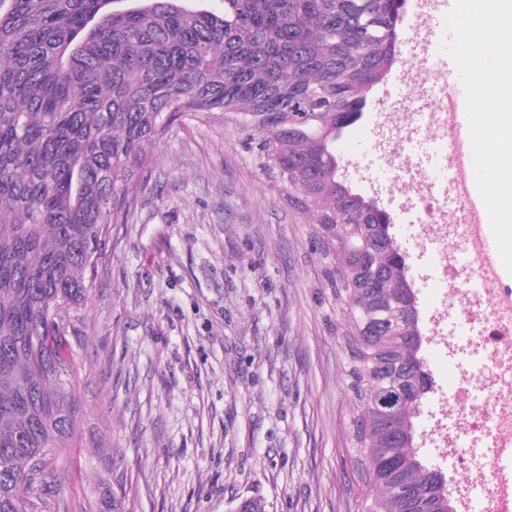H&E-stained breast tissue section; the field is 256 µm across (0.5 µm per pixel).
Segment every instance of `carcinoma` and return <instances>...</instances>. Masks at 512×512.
Wrapping results in <instances>:
<instances>
[{"instance_id":"1","label":"carcinoma","mask_w":512,"mask_h":512,"mask_svg":"<svg viewBox=\"0 0 512 512\" xmlns=\"http://www.w3.org/2000/svg\"><path fill=\"white\" fill-rule=\"evenodd\" d=\"M0 0V512L41 491L82 412L84 312L110 226L136 211L148 147L174 125L233 126L315 224L341 312L353 451L370 493L355 512H458L417 450L433 381L392 220L336 174V141L401 60L405 0ZM392 395L391 417L379 401ZM43 456L49 479L21 480ZM92 512H133L127 475L98 474ZM232 512H266L258 498Z\"/></svg>"}]
</instances>
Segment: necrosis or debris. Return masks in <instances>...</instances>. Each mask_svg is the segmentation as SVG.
Wrapping results in <instances>:
<instances>
[{
	"instance_id": "1",
	"label": "necrosis or debris",
	"mask_w": 512,
	"mask_h": 512,
	"mask_svg": "<svg viewBox=\"0 0 512 512\" xmlns=\"http://www.w3.org/2000/svg\"><path fill=\"white\" fill-rule=\"evenodd\" d=\"M407 10L401 64L407 92L379 118L382 143L374 164L387 180L408 187L401 208L419 214L410 237L440 290L427 331L447 347L457 370L452 390L436 407L446 420L442 449L463 475L454 486L460 512H506L512 505V289L499 287L479 262L478 242L449 223L446 200L453 188L443 169L385 146L398 132L409 142L422 137L448 147L444 75L439 59L425 52L428 5L409 0ZM460 321L470 324L471 336H457Z\"/></svg>"
}]
</instances>
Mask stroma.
I'll use <instances>...</instances> for the list:
<instances>
[{"label": "stroma", "instance_id": "1", "mask_svg": "<svg viewBox=\"0 0 512 512\" xmlns=\"http://www.w3.org/2000/svg\"><path fill=\"white\" fill-rule=\"evenodd\" d=\"M397 79L373 86L341 151L353 189L415 223L363 154ZM132 223L115 225L87 312L78 395L49 512H90L113 449L136 512H353L361 482L339 311L312 226L233 127L189 123L152 148Z\"/></svg>", "mask_w": 512, "mask_h": 512}]
</instances>
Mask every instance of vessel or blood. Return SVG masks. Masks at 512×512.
<instances>
[{
    "mask_svg": "<svg viewBox=\"0 0 512 512\" xmlns=\"http://www.w3.org/2000/svg\"><path fill=\"white\" fill-rule=\"evenodd\" d=\"M455 0H439L430 19L434 33L432 47L437 54H444L452 40L445 18L453 9ZM447 84V112L450 135L448 137V180L454 187V194L466 204L467 228L478 240L480 260L484 267L498 270L501 258L490 224H487L486 206L475 189L474 152L468 123L459 119L465 100V87L459 77L454 61H447L445 69Z\"/></svg>",
    "mask_w": 512,
    "mask_h": 512,
    "instance_id": "1",
    "label": "vessel or blood"
}]
</instances>
